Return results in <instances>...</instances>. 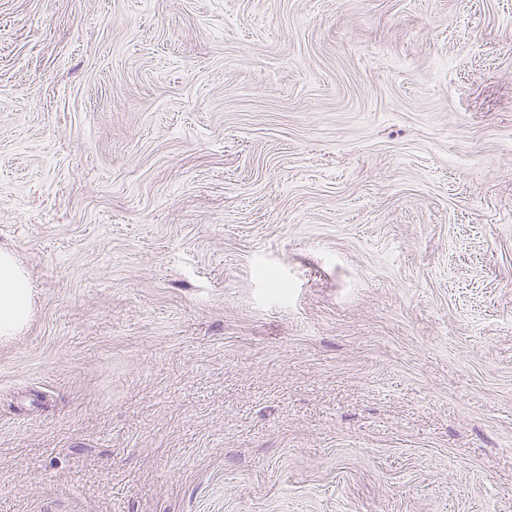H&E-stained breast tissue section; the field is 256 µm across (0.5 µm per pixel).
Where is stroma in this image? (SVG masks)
Masks as SVG:
<instances>
[{
    "mask_svg": "<svg viewBox=\"0 0 512 512\" xmlns=\"http://www.w3.org/2000/svg\"><path fill=\"white\" fill-rule=\"evenodd\" d=\"M0 512H512V0H0ZM33 298L27 271L15 255L0 250V342L18 336L29 325Z\"/></svg>",
    "mask_w": 512,
    "mask_h": 512,
    "instance_id": "stroma-1",
    "label": "stroma"
}]
</instances>
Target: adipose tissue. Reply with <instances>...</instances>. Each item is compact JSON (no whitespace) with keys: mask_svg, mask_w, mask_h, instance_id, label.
<instances>
[{"mask_svg":"<svg viewBox=\"0 0 512 512\" xmlns=\"http://www.w3.org/2000/svg\"><path fill=\"white\" fill-rule=\"evenodd\" d=\"M33 298L27 271L12 252L0 250V342L18 336L29 325Z\"/></svg>","mask_w":512,"mask_h":512,"instance_id":"1","label":"adipose tissue"}]
</instances>
